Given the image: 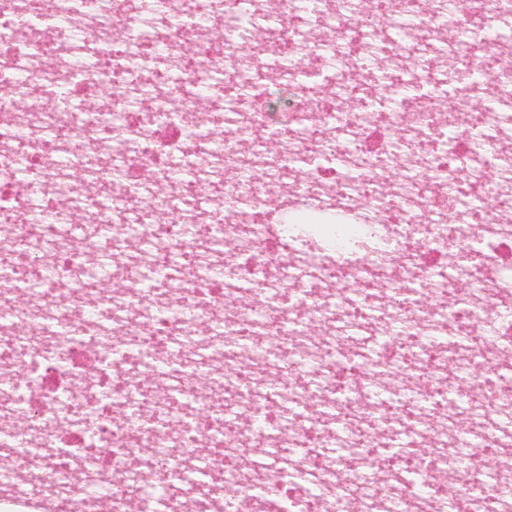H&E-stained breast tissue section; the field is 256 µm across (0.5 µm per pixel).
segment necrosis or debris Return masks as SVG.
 <instances>
[{"instance_id": "1", "label": "necrosis or debris", "mask_w": 512, "mask_h": 512, "mask_svg": "<svg viewBox=\"0 0 512 512\" xmlns=\"http://www.w3.org/2000/svg\"><path fill=\"white\" fill-rule=\"evenodd\" d=\"M301 3L0 0V506L512 512V0Z\"/></svg>"}]
</instances>
